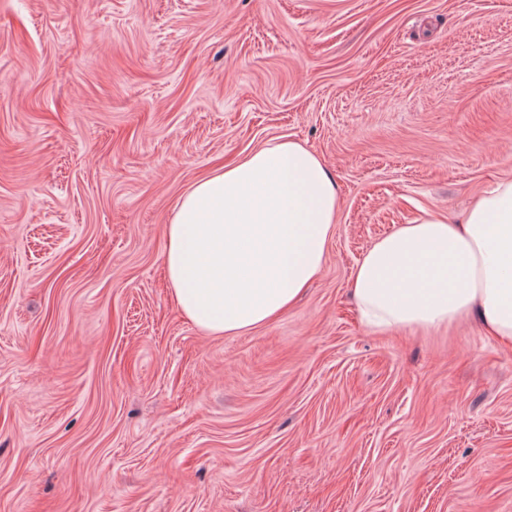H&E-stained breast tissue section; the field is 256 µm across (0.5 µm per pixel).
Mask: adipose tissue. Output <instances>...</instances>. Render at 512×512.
<instances>
[{
	"label": "adipose tissue",
	"instance_id": "obj_1",
	"mask_svg": "<svg viewBox=\"0 0 512 512\" xmlns=\"http://www.w3.org/2000/svg\"><path fill=\"white\" fill-rule=\"evenodd\" d=\"M339 212L323 161L277 140L197 180L165 227V278L199 329L233 335L290 308L322 271ZM354 295L372 332L475 317L512 343V180L460 222L423 213L357 262Z\"/></svg>",
	"mask_w": 512,
	"mask_h": 512
}]
</instances>
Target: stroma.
<instances>
[{
	"label": "stroma",
	"instance_id": "1",
	"mask_svg": "<svg viewBox=\"0 0 512 512\" xmlns=\"http://www.w3.org/2000/svg\"><path fill=\"white\" fill-rule=\"evenodd\" d=\"M280 138L339 186L324 268L207 334L165 226ZM502 179L512 0H0V512H512V347L352 298Z\"/></svg>",
	"mask_w": 512,
	"mask_h": 512
}]
</instances>
